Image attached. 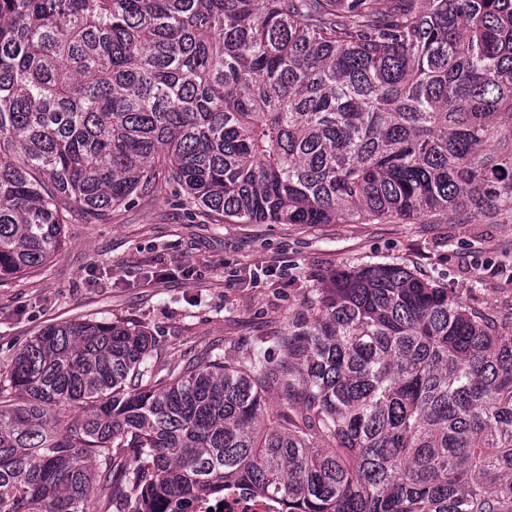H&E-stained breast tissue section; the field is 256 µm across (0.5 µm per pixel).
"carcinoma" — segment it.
I'll return each instance as SVG.
<instances>
[{
	"mask_svg": "<svg viewBox=\"0 0 512 512\" xmlns=\"http://www.w3.org/2000/svg\"><path fill=\"white\" fill-rule=\"evenodd\" d=\"M160 179L236 224L512 210V0H0V283ZM268 343L46 326L0 365V512H512V329L388 264ZM192 512H281V499L247 490L242 485L228 484L224 493L206 494L195 500Z\"/></svg>",
	"mask_w": 512,
	"mask_h": 512,
	"instance_id": "1",
	"label": "carcinoma"
}]
</instances>
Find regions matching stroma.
<instances>
[{"label":"stroma","mask_w":512,"mask_h":512,"mask_svg":"<svg viewBox=\"0 0 512 512\" xmlns=\"http://www.w3.org/2000/svg\"><path fill=\"white\" fill-rule=\"evenodd\" d=\"M401 264L512 325V213L366 224H219L176 186L64 227L42 270L0 283V362L50 324L123 319L176 365L219 344L237 360L301 320L336 269Z\"/></svg>","instance_id":"1"}]
</instances>
